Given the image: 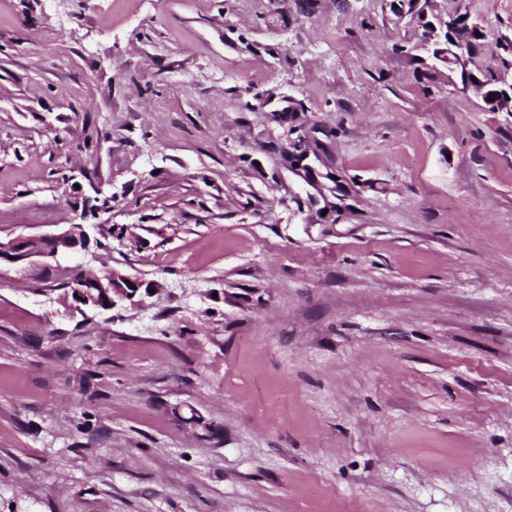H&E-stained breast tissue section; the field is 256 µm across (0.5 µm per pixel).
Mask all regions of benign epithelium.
Returning <instances> with one entry per match:
<instances>
[{
    "instance_id": "7a95c632",
    "label": "benign epithelium",
    "mask_w": 512,
    "mask_h": 512,
    "mask_svg": "<svg viewBox=\"0 0 512 512\" xmlns=\"http://www.w3.org/2000/svg\"><path fill=\"white\" fill-rule=\"evenodd\" d=\"M89 237L84 225L71 224L66 229L50 235L17 237L0 245V261L18 263L32 257L57 258L63 253L84 250ZM63 293L66 311L86 315L88 309H114L118 303L136 299L140 292L137 280L111 269L101 273L78 271L66 281Z\"/></svg>"
}]
</instances>
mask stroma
<instances>
[{"mask_svg":"<svg viewBox=\"0 0 512 512\" xmlns=\"http://www.w3.org/2000/svg\"><path fill=\"white\" fill-rule=\"evenodd\" d=\"M405 2L0 0V242L90 236L0 265V512H512V114ZM422 27L425 28V31L422 34L423 45L428 46L430 44L433 57L446 63L448 65V70L456 73L454 52H458L459 50L457 45L452 42L451 31L448 29V20L444 25L439 22V33H435V29L433 27L429 28L427 25H423ZM443 27L446 28L444 38L441 37V30ZM442 45H446V47H442ZM84 224H69L55 234L17 237L0 246V263L9 261L18 263L32 257H50L56 259L62 253L85 250L89 237ZM137 282L114 268L99 274L80 270L65 281V309L72 315L79 313L85 316L88 309H114L119 302L141 304L142 299L135 300L140 292ZM129 284H134V287H129ZM105 302H108V306H105Z\"/></svg>","mask_w":512,"mask_h":512,"instance_id":"obj_1","label":"stroma"}]
</instances>
